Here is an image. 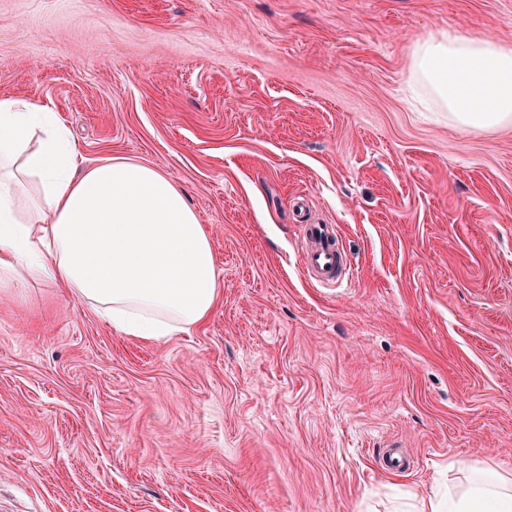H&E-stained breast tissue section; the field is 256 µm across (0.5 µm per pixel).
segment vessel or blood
<instances>
[{
  "instance_id": "vessel-or-blood-1",
  "label": "vessel or blood",
  "mask_w": 512,
  "mask_h": 512,
  "mask_svg": "<svg viewBox=\"0 0 512 512\" xmlns=\"http://www.w3.org/2000/svg\"><path fill=\"white\" fill-rule=\"evenodd\" d=\"M302 232L301 263L310 277L320 284H340L348 280L350 271L333 225L306 224ZM379 465L386 472L402 473L409 469L410 462L400 449L390 447L382 453Z\"/></svg>"
}]
</instances>
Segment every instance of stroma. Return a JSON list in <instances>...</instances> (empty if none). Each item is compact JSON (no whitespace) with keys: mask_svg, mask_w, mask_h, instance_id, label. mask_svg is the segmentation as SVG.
I'll return each mask as SVG.
<instances>
[{"mask_svg":"<svg viewBox=\"0 0 512 512\" xmlns=\"http://www.w3.org/2000/svg\"><path fill=\"white\" fill-rule=\"evenodd\" d=\"M448 34L512 47V0H0V95L168 174L222 282L159 342L0 296V512H398L512 473V124L409 101ZM318 222L334 288L300 262ZM301 263L318 284H342L350 271L331 224H302ZM381 469L389 473H403L410 468V462L399 448H386L380 457Z\"/></svg>","mask_w":512,"mask_h":512,"instance_id":"stroma-1","label":"stroma"}]
</instances>
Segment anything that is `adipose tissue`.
I'll return each mask as SVG.
<instances>
[{"label":"adipose tissue","mask_w":512,"mask_h":512,"mask_svg":"<svg viewBox=\"0 0 512 512\" xmlns=\"http://www.w3.org/2000/svg\"><path fill=\"white\" fill-rule=\"evenodd\" d=\"M412 79L455 126L512 123V48L470 36L420 44ZM51 283L120 333L159 341L212 314L213 245L185 192L122 156L86 164L58 113L0 96V294ZM411 512H512V485L473 469Z\"/></svg>","instance_id":"ef3b65f1"}]
</instances>
